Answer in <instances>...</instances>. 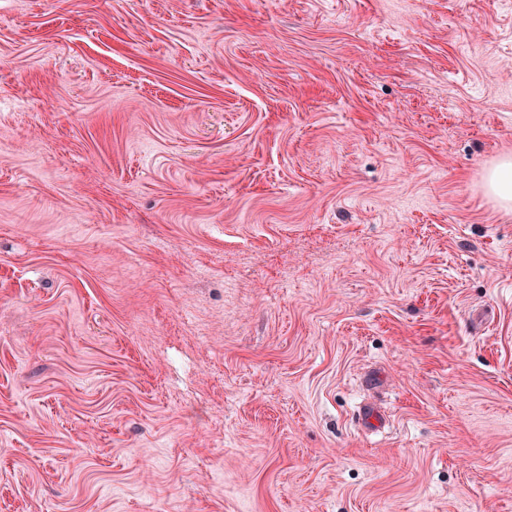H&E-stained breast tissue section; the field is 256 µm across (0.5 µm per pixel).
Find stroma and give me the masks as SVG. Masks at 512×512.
I'll return each mask as SVG.
<instances>
[{
    "instance_id": "1",
    "label": "stroma",
    "mask_w": 512,
    "mask_h": 512,
    "mask_svg": "<svg viewBox=\"0 0 512 512\" xmlns=\"http://www.w3.org/2000/svg\"><path fill=\"white\" fill-rule=\"evenodd\" d=\"M506 153L512 0H0V512H512ZM484 188L503 210H512V156L501 157L486 171Z\"/></svg>"
}]
</instances>
